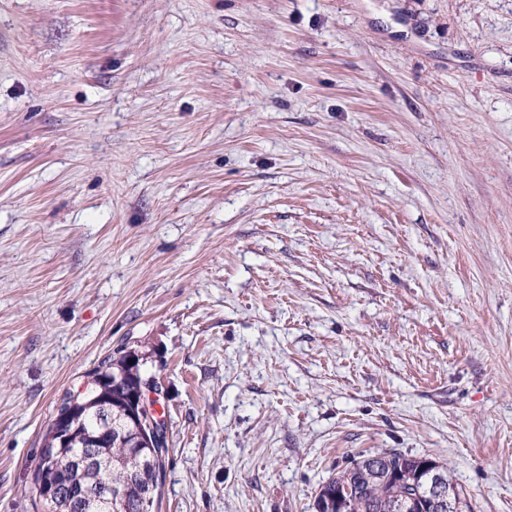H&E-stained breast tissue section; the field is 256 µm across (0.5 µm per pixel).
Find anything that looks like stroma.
Segmentation results:
<instances>
[{"label":"stroma","instance_id":"1","mask_svg":"<svg viewBox=\"0 0 512 512\" xmlns=\"http://www.w3.org/2000/svg\"><path fill=\"white\" fill-rule=\"evenodd\" d=\"M128 350L159 512L390 449L512 512V0H0V512Z\"/></svg>","mask_w":512,"mask_h":512}]
</instances>
